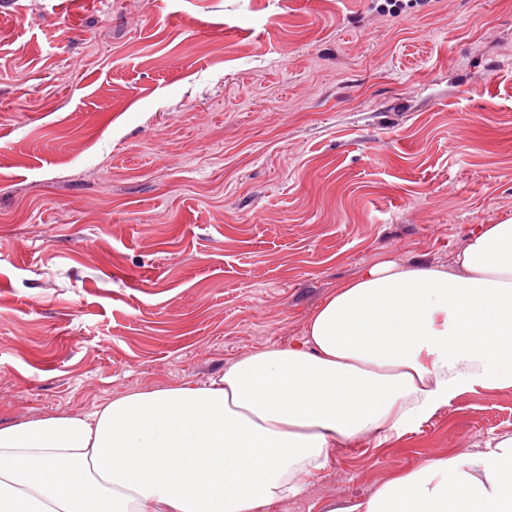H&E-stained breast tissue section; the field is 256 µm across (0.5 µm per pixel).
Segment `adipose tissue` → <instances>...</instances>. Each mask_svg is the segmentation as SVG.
<instances>
[{
	"label": "adipose tissue",
	"mask_w": 512,
	"mask_h": 512,
	"mask_svg": "<svg viewBox=\"0 0 512 512\" xmlns=\"http://www.w3.org/2000/svg\"><path fill=\"white\" fill-rule=\"evenodd\" d=\"M476 386L512 388V219L478 225L450 266L364 270L299 342L205 385L0 423V512H261L333 448L401 435ZM328 512H512V435Z\"/></svg>",
	"instance_id": "1"
}]
</instances>
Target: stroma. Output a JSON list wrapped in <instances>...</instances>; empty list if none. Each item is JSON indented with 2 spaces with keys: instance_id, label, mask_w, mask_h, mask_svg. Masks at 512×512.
I'll list each match as a JSON object with an SVG mask.
<instances>
[{
  "instance_id": "stroma-1",
  "label": "stroma",
  "mask_w": 512,
  "mask_h": 512,
  "mask_svg": "<svg viewBox=\"0 0 512 512\" xmlns=\"http://www.w3.org/2000/svg\"><path fill=\"white\" fill-rule=\"evenodd\" d=\"M510 218L512 0H0L1 424L205 384ZM505 433L477 387L262 512Z\"/></svg>"
}]
</instances>
